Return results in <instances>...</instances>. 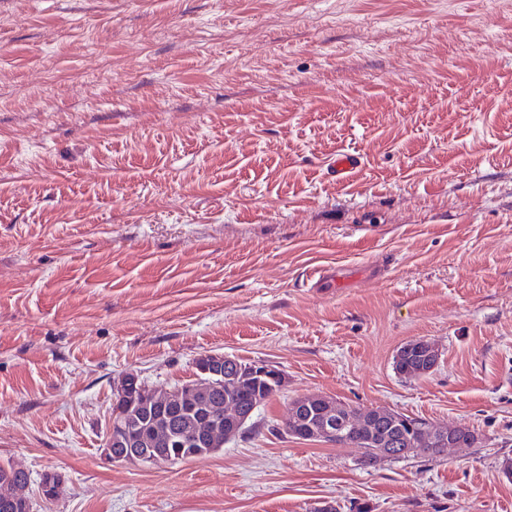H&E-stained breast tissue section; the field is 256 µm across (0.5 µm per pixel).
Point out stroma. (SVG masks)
I'll return each instance as SVG.
<instances>
[{"label": "stroma", "mask_w": 512, "mask_h": 512, "mask_svg": "<svg viewBox=\"0 0 512 512\" xmlns=\"http://www.w3.org/2000/svg\"><path fill=\"white\" fill-rule=\"evenodd\" d=\"M419 339L438 365L399 376ZM214 352L284 372L253 430L112 461L120 379ZM313 394L478 441L366 467L282 433ZM510 459L512 0H0V464L31 512H512ZM30 482L28 471L16 469L12 465L0 464V512H8L2 510V504L11 503L21 494L27 499L28 505L27 510H20V512H30V502L24 493Z\"/></svg>", "instance_id": "obj_1"}]
</instances>
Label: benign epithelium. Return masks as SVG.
Instances as JSON below:
<instances>
[{
    "label": "benign epithelium",
    "mask_w": 512,
    "mask_h": 512,
    "mask_svg": "<svg viewBox=\"0 0 512 512\" xmlns=\"http://www.w3.org/2000/svg\"><path fill=\"white\" fill-rule=\"evenodd\" d=\"M418 351L424 352L420 371H431L441 358L440 350L430 341L419 340ZM237 362V358L223 353H210L199 357L195 369L217 378L224 383V366ZM245 373L257 384H262L274 392L284 383V373L275 365L264 360L251 361L244 368ZM309 405L320 406L314 426L306 433L304 440L317 441L328 445H352L362 450V460L381 461L394 457L432 455L438 457L453 446L476 443L475 433L465 426H452L438 429L427 422H416L413 418L396 411H379L377 414L352 412L342 403L327 397H314L298 405L291 406L287 421H295L300 409ZM240 403L231 398L224 400V420L239 422L244 420ZM120 459L127 462L137 460L156 464L171 461L169 453H161L156 448H135L129 455Z\"/></svg>",
    "instance_id": "1"
}]
</instances>
